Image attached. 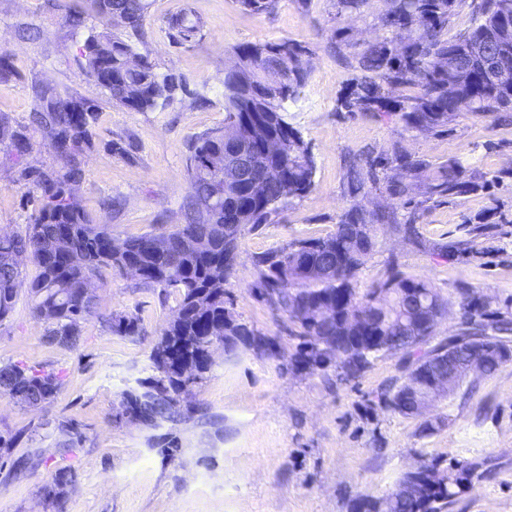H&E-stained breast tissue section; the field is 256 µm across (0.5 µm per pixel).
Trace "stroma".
<instances>
[{"label":"stroma","mask_w":512,"mask_h":512,"mask_svg":"<svg viewBox=\"0 0 512 512\" xmlns=\"http://www.w3.org/2000/svg\"><path fill=\"white\" fill-rule=\"evenodd\" d=\"M140 52L158 70L185 81L187 90L168 107L131 112L112 105L81 66L89 30L63 27L52 0H0V50L18 72L0 84V114L25 121L32 86L47 81L97 106L95 146L76 193L94 222L125 239L161 233L184 221L186 165L191 138L224 125L225 69L246 43L290 40L304 48L309 72L285 118L300 130L315 161L314 187L304 198L244 228L239 257L224 287V305L257 335L272 339L273 353L217 347L201 381L187 387L170 418L151 424L126 412L127 394L157 377L152 349L178 297L149 288L131 275H112L96 295L101 318L83 321L78 342L58 344L49 323L33 314L20 292L0 321V366L19 364L55 374V399L28 407L0 395V512H352L356 501L380 500L420 460L440 467L483 461L493 469L475 481L447 512H512V362L494 375H470L438 397L426 413L443 424L419 436L420 418L385 408L380 393L406 373L403 354L372 360L358 378H342L335 364L309 372L297 367L298 328L259 293L258 256L305 239L332 234L348 210L373 216L375 247L355 281L370 288L393 274L426 281L448 309L435 341L460 331L463 290L489 300L512 319V109L488 115L463 112L427 133L405 128L398 114L348 111L342 105L365 77L360 52L374 42L398 47L419 29H390L383 18L391 0H364L359 9L340 0H277L272 12L253 14L237 0H149ZM191 8L202 22L195 41L179 44L166 20ZM37 30L34 40L19 28ZM124 153L113 152V144ZM420 156L433 166L459 164L479 182L463 197H428L415 176L414 191H389L402 174L393 155ZM389 163L359 193L349 191L353 166L365 156ZM117 207L102 206L105 197ZM31 212L10 171L0 167V230L24 232ZM414 220L418 240L401 226ZM477 224L494 236L469 239ZM469 240L456 260L438 245ZM110 314L136 319L127 336L111 330Z\"/></svg>","instance_id":"stroma-1"}]
</instances>
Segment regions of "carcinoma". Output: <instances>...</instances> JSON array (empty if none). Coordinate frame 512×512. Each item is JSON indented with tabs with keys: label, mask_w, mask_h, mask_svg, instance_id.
Returning a JSON list of instances; mask_svg holds the SVG:
<instances>
[{
	"label": "carcinoma",
	"mask_w": 512,
	"mask_h": 512,
	"mask_svg": "<svg viewBox=\"0 0 512 512\" xmlns=\"http://www.w3.org/2000/svg\"><path fill=\"white\" fill-rule=\"evenodd\" d=\"M385 15L388 28L419 27L411 43L393 51L385 42L367 46L360 67L370 73L357 85L348 108L371 112L388 108L383 88L417 85L421 94L398 104L405 128L426 132L443 126L459 112L490 114L512 109V83L495 84L482 66L485 50L512 53V34L505 33L504 18L512 17V0H485L481 18L454 42L442 39V30L455 0H392ZM252 13H269L276 0H238ZM60 23L78 31L91 16L102 29L90 34L82 48L87 76L107 91L113 104L135 112H151L172 103L186 91L181 80L157 71L148 54L135 51L133 40L142 39L148 0H60L55 4ZM169 37L177 42L194 40L201 23L188 8L167 21ZM292 41L248 43L236 48L235 66L224 71V124L235 125L256 153L266 140H281L279 155L258 163L244 180H224V172L206 166L222 150L223 129L206 131L190 144L187 164L189 196L185 223L159 234H145L119 241L96 224L78 206L75 191L84 179V158L94 146L92 127L97 106L61 92L51 83L33 86L34 104L24 123L0 115V153L25 189L32 209L25 233H0V320L13 310L23 284L16 259L28 256L37 274L28 283L36 318L54 325L51 335L61 344H72L80 321L103 318L120 333L137 332L128 316L107 318L99 312L96 296L82 290L85 282L123 274L128 264L139 267L148 287L172 289L180 300L172 311L153 350L152 359L163 378L127 399V408L145 422L167 417L176 395L199 382L209 370L207 351L214 336L232 350L248 343L266 350L268 342L247 325L237 322L224 307V260L238 250L243 229L266 223L269 215L293 199L306 196L312 186L315 163L302 133L285 121V104L295 100L305 86L308 72L299 55L283 60L282 50ZM16 76L10 54L0 52V83ZM39 131L59 153L51 166L27 161L32 152L30 131ZM393 162L404 177L431 171L426 193L440 197L462 196L480 188L455 165L430 170L426 160L397 155ZM369 220L356 208L348 210L326 238L300 240L257 259L261 267L262 294L270 305L299 324L302 340L298 364L321 369L331 361L343 375L355 379L370 359L388 352L407 356L404 379L383 394L384 404L404 417L414 416L417 373L434 372L447 356L458 363L469 357L479 336L498 339L512 335V320L495 318L490 302L470 293L459 302L462 334L456 344L440 343L422 353L418 348L434 334L433 327L404 325L421 320L418 306L427 300L447 309V302L423 280L394 275L361 293L355 276L368 255ZM326 302L335 306L332 319H315L308 311ZM196 371L190 381L185 367ZM58 378L16 364L0 367V395L29 406L51 402L58 393ZM490 474L483 462L457 461L444 470L438 463L423 462L406 472L398 485H412L410 500L394 497L391 512H443L472 486Z\"/></svg>",
	"instance_id": "cac0c4a2"
}]
</instances>
